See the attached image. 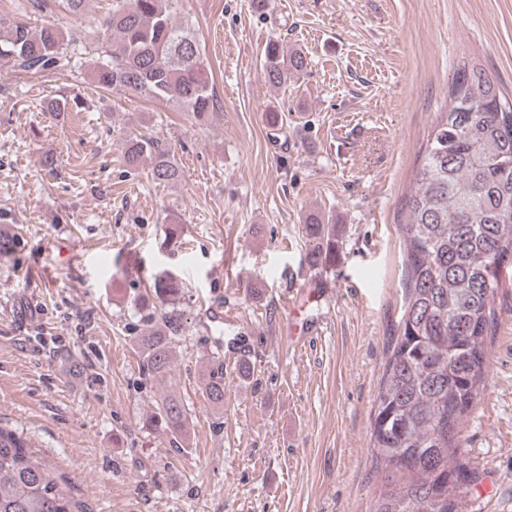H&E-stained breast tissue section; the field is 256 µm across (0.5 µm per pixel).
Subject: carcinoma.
<instances>
[{"mask_svg":"<svg viewBox=\"0 0 512 512\" xmlns=\"http://www.w3.org/2000/svg\"><path fill=\"white\" fill-rule=\"evenodd\" d=\"M104 41L94 68L102 89L174 103L197 122L217 110L205 60L190 31L176 25L166 0H112L100 22ZM70 42L53 25L0 15V59L23 70L55 65ZM300 50L271 41L263 75L272 85L307 69ZM158 184L177 182L181 170L158 141L130 135L124 163L144 159ZM408 292L372 414L370 452L377 489L371 512H458L473 474L462 453L460 427L485 389L487 340L496 334L494 308L502 279L486 286L492 263L512 265V99L475 61H463L436 113L413 189L402 204ZM307 235L320 240L314 255L330 259L335 226L313 216ZM181 286L171 273L158 278L141 308L174 304ZM147 381L172 369L171 338L159 331L136 337ZM224 364L209 367L202 396L224 410ZM144 425L184 451L187 412L180 398L156 402ZM0 512H91L74 486L37 457L24 434L0 425Z\"/></svg>","mask_w":512,"mask_h":512,"instance_id":"1","label":"carcinoma"}]
</instances>
